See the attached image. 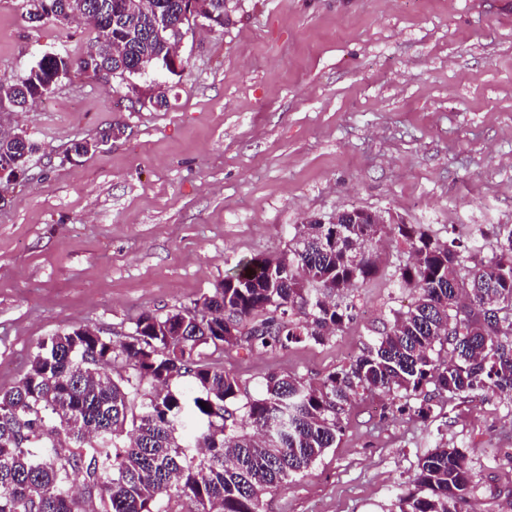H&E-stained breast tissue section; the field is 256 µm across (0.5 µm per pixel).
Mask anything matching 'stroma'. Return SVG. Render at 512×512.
<instances>
[{
  "instance_id": "stroma-1",
  "label": "stroma",
  "mask_w": 512,
  "mask_h": 512,
  "mask_svg": "<svg viewBox=\"0 0 512 512\" xmlns=\"http://www.w3.org/2000/svg\"><path fill=\"white\" fill-rule=\"evenodd\" d=\"M223 30L189 32L181 75L159 74L169 106L132 112L112 87L74 75L0 126L40 150L0 184V389L43 338L76 325L113 339L141 313L192 306L241 262L281 257L309 219L361 208L490 258L512 225V0H227ZM90 26H32L0 0V74L43 52L85 53ZM111 140L72 163L77 140ZM382 274L354 290L353 319L324 343L224 354L242 395L269 373L318 381L378 337L417 291L408 258L378 247ZM357 400L336 447L263 495L261 512H398L421 458L445 442L466 457L469 512H512V405Z\"/></svg>"
}]
</instances>
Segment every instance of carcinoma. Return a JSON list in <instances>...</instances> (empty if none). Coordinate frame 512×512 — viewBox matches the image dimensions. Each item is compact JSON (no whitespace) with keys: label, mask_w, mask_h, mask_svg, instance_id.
<instances>
[{"label":"carcinoma","mask_w":512,"mask_h":512,"mask_svg":"<svg viewBox=\"0 0 512 512\" xmlns=\"http://www.w3.org/2000/svg\"><path fill=\"white\" fill-rule=\"evenodd\" d=\"M100 1L107 23L92 6L74 18L95 31L85 55L74 62L64 49L46 52L24 74L0 78V112L49 97L73 72L92 81L101 68L124 93L165 109L156 80L134 82L160 68L176 74L175 42L151 34L157 13L186 11L218 30L229 20L226 0H137L132 12L119 8L125 0H86ZM70 5L42 0L43 13L25 16L35 26L63 23ZM38 151L25 134L5 136L0 165L23 169ZM391 232L408 246L400 284L419 294L318 383L272 373L263 395L240 406L236 379L206 350L324 342L352 320L342 297L379 274L368 244L387 236L383 224H305L288 256L246 261L202 297L201 311L142 314L124 341L81 326L43 339L23 377L0 390V512H163L164 497L179 502L177 512H258L260 496L336 447L342 415L366 394L420 396V417L430 412L429 385L454 399L511 401L512 226H499L492 257L471 266V251L454 239L414 224ZM118 359L123 370L114 371ZM184 379L193 390L177 389ZM413 483L399 512H466L472 475L459 449L437 446Z\"/></svg>","instance_id":"cac0c4a2"}]
</instances>
